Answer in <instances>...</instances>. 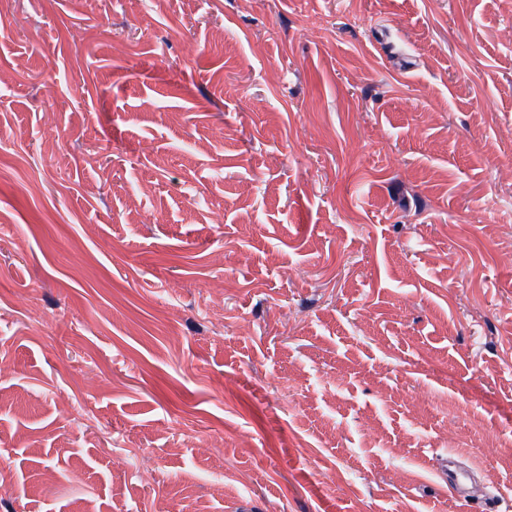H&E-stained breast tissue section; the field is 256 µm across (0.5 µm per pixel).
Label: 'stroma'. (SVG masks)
Returning a JSON list of instances; mask_svg holds the SVG:
<instances>
[{"label": "stroma", "instance_id": "35a3bbf8", "mask_svg": "<svg viewBox=\"0 0 512 512\" xmlns=\"http://www.w3.org/2000/svg\"><path fill=\"white\" fill-rule=\"evenodd\" d=\"M0 74V512H512V0H0Z\"/></svg>", "mask_w": 512, "mask_h": 512}]
</instances>
